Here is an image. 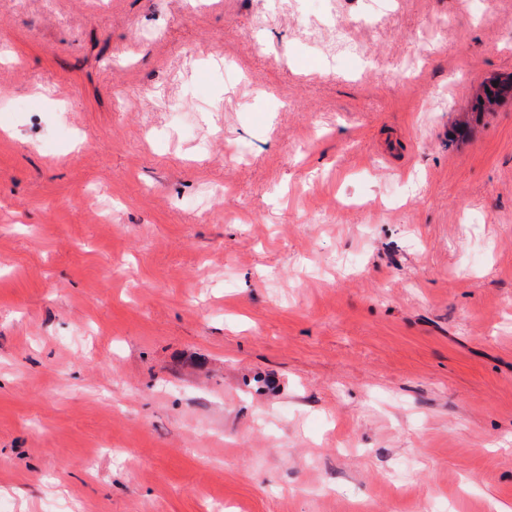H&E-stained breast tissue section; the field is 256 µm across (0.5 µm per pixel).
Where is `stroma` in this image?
Wrapping results in <instances>:
<instances>
[{"label": "stroma", "instance_id": "35a3bbf8", "mask_svg": "<svg viewBox=\"0 0 512 512\" xmlns=\"http://www.w3.org/2000/svg\"><path fill=\"white\" fill-rule=\"evenodd\" d=\"M492 77L512 0H0V512H512Z\"/></svg>", "mask_w": 512, "mask_h": 512}]
</instances>
